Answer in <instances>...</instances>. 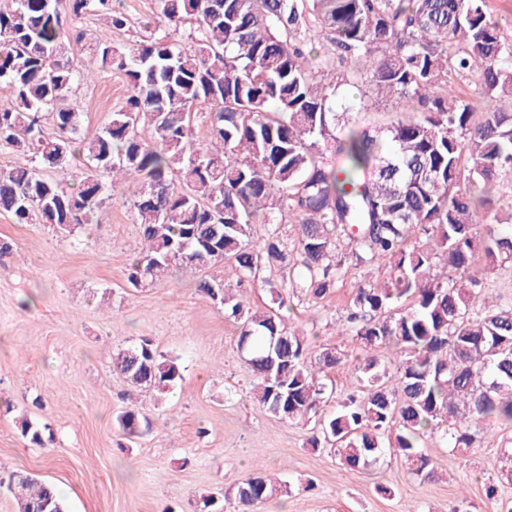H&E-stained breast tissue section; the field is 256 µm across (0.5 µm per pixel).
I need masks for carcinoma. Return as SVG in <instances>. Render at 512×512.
Masks as SVG:
<instances>
[{"mask_svg":"<svg viewBox=\"0 0 512 512\" xmlns=\"http://www.w3.org/2000/svg\"><path fill=\"white\" fill-rule=\"evenodd\" d=\"M64 14L103 21L78 32L79 69ZM156 16L151 41L121 49L112 30L127 17L113 0H0V81L13 89L0 106V146L32 154L0 168V213L70 233L99 223L117 178H138L144 248L129 282L235 263L236 286L203 278L197 288L237 324L252 401L281 421L314 422L311 447L352 471L395 455L434 481L427 433L463 451L511 426L512 302L480 299L483 279L512 265V202L496 196L512 179V44L486 0H157ZM185 26L172 40L170 29ZM317 38L330 52L314 59ZM114 67L130 95L84 135L74 86ZM474 72L480 110L449 84ZM364 81L394 97L389 124H362L345 106L342 88ZM75 166V187L45 174ZM285 222L299 226L292 252ZM348 259L390 275L351 294L345 331L363 352L352 374L364 391L327 411L326 375L344 355L325 349L307 362L306 336L280 313L285 299L265 273L296 266L289 287L316 305ZM245 281L269 286L272 306L253 308ZM112 371L158 401L183 381L179 359L148 339L113 353ZM117 426L131 442L151 430L135 404ZM18 427L45 445L30 418ZM273 491L254 473L223 500L228 512H261ZM0 492L18 512H66L55 486L29 474L1 473Z\"/></svg>","mask_w":512,"mask_h":512,"instance_id":"1","label":"carcinoma"}]
</instances>
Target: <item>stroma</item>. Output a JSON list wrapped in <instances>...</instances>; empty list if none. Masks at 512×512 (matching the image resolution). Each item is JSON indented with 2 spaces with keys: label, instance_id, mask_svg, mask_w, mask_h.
<instances>
[{
  "label": "stroma",
  "instance_id": "obj_1",
  "mask_svg": "<svg viewBox=\"0 0 512 512\" xmlns=\"http://www.w3.org/2000/svg\"><path fill=\"white\" fill-rule=\"evenodd\" d=\"M128 22L116 46H133L155 30L154 0H119ZM129 94L122 71L79 82L82 131L93 134ZM139 182L116 186L101 221L63 233L0 215V472L22 471L53 483L67 512H207L203 495L221 494L263 472L275 483L261 512H501L512 484L500 476L512 455V426L465 453L449 452L439 434L424 447L439 480L412 476L401 458L362 471L311 448L306 427L260 411L248 398L254 379L223 308L197 290L201 276L236 283L230 263L205 271L173 269L153 285L133 286L130 264L142 248L131 202ZM335 292L316 307L288 294L285 315L309 340L308 355L327 348L356 354L340 335L360 271L347 265ZM152 341L178 357L184 380L165 399L139 396L149 434L129 444L115 426L128 387L113 372V349ZM49 425L52 438L31 446L15 425L20 414ZM499 486L487 497L486 482ZM389 495L377 493V486Z\"/></svg>",
  "mask_w": 512,
  "mask_h": 512
}]
</instances>
